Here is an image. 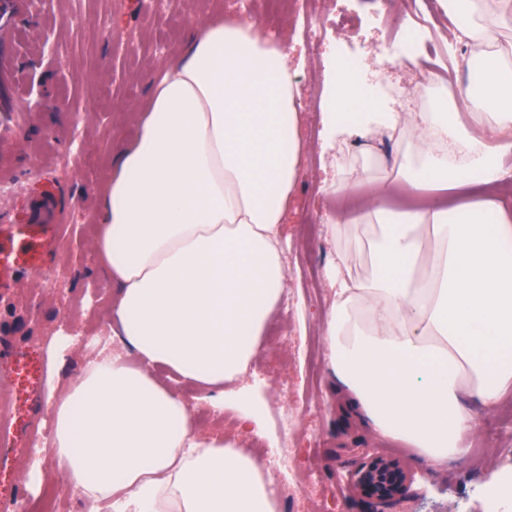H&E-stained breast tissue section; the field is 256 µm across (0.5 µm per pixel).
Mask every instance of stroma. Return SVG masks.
I'll list each match as a JSON object with an SVG mask.
<instances>
[{
	"label": "stroma",
	"mask_w": 512,
	"mask_h": 512,
	"mask_svg": "<svg viewBox=\"0 0 512 512\" xmlns=\"http://www.w3.org/2000/svg\"><path fill=\"white\" fill-rule=\"evenodd\" d=\"M315 6L347 19V28L335 35L338 52L359 57L364 78H371L372 47L393 37V19L375 22L374 0H316ZM198 10L196 0H173L164 15L150 0H0V82L25 108L20 121L0 109V174L12 178L11 189L0 194V220L26 223L50 184L67 212L52 251L38 268L18 263L15 288L0 297V343L29 351L38 368L30 376L18 358L0 354V401L29 429L39 424L29 409L31 388L49 396L94 357L86 340L106 325L107 315L87 299L95 287L112 291L93 249L96 191L108 181L113 157L137 133L136 111L148 102L151 78L183 51ZM77 12L88 17L80 28L68 23ZM251 15L277 38L303 39L302 6L284 10L274 0H251ZM436 24L437 47L422 46L387 79L409 91L449 84L464 98V52L453 42L446 13ZM47 33L56 43L52 62L40 56ZM303 53L302 129L309 150L288 211V288L282 314L267 327L265 349L247 373L252 398L263 407L265 433L238 437L239 411L232 404L220 413L196 405L198 430L237 438L241 449L262 458L271 450L287 456L293 480L277 490L280 512H366L365 499L346 479L362 448L398 461L412 476L396 512H486L488 474L512 471V394L497 408L478 411L466 455L427 464L412 445L378 436L344 414V395L326 372L321 321L332 293L323 268L335 255L327 226L336 213L323 180L334 175L336 153L323 149L320 138L325 57L309 47ZM369 143L374 160L355 162L364 186L397 168L407 147L384 131L374 132ZM63 158L70 161L65 172L57 166ZM66 334L72 345L58 351L56 340ZM29 456L26 446L0 454V498L36 494L24 477Z\"/></svg>",
	"instance_id": "obj_1"
}]
</instances>
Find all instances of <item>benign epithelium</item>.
<instances>
[{
	"mask_svg": "<svg viewBox=\"0 0 512 512\" xmlns=\"http://www.w3.org/2000/svg\"><path fill=\"white\" fill-rule=\"evenodd\" d=\"M348 482L372 505V512H388L405 498L411 476L392 459L367 453L348 473Z\"/></svg>",
	"mask_w": 512,
	"mask_h": 512,
	"instance_id": "7a95c632",
	"label": "benign epithelium"
}]
</instances>
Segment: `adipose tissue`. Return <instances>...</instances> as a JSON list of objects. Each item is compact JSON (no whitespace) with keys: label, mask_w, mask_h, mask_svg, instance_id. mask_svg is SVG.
Wrapping results in <instances>:
<instances>
[{"label":"adipose tissue","mask_w":512,"mask_h":512,"mask_svg":"<svg viewBox=\"0 0 512 512\" xmlns=\"http://www.w3.org/2000/svg\"><path fill=\"white\" fill-rule=\"evenodd\" d=\"M461 42L468 94L443 112H392L339 77L325 144L378 129L418 131L394 172L330 226L333 299L325 362L346 406L378 435L436 463L466 452L477 409L512 390V209L449 194L512 179V0H441ZM251 19L206 14L150 82L136 137L98 192L94 243L114 288L109 339L50 396L49 451L66 483L107 512H279L252 454L195 429L191 385L220 410L263 349L288 286L283 233L308 146L287 45ZM463 106L480 139L457 123ZM426 193L392 210L395 189ZM366 274H358L360 262Z\"/></svg>","instance_id":"adipose-tissue-1"}]
</instances>
